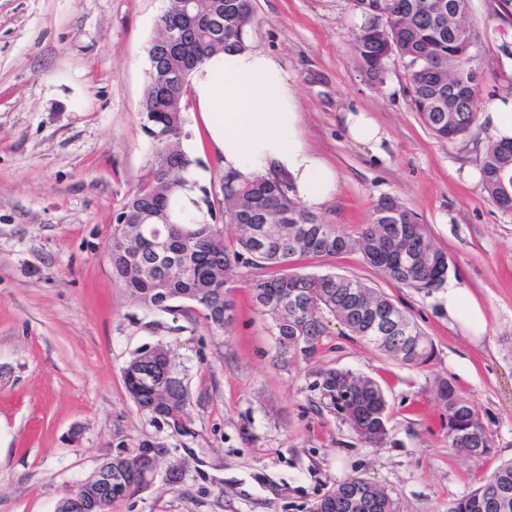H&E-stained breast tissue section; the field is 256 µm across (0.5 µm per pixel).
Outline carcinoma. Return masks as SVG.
<instances>
[{
    "instance_id": "cac0c4a2",
    "label": "carcinoma",
    "mask_w": 512,
    "mask_h": 512,
    "mask_svg": "<svg viewBox=\"0 0 512 512\" xmlns=\"http://www.w3.org/2000/svg\"><path fill=\"white\" fill-rule=\"evenodd\" d=\"M353 7L373 19L354 34L355 63L372 85L385 82L388 61H405L411 100L433 134L453 140L466 134L476 119L474 87L480 74L465 31L469 0H352ZM252 20L251 0H202L199 14L185 11L182 0H171L160 17L153 40L168 27L185 31L184 40L169 53L149 58L151 77L143 98L142 126L152 143L148 183L131 193L117 215L124 218L112 235L109 261L112 275L141 305L165 312L196 308L214 332H224L233 320V287L229 273L249 255L258 269L284 268L299 255L316 257L357 252L389 280L418 292L431 293L448 277L451 260L434 242L427 225L391 197L380 199L371 220L350 235L307 211L288 196L281 182L256 178L235 185L224 180V223L237 229L233 242L209 219H179L164 224L158 214L173 216L179 208L186 170L197 164L181 148L185 96L192 72L212 54L242 48ZM483 188L499 208L512 211V141L490 144L480 161ZM156 225L167 240L162 253L142 237L140 225ZM257 311L268 321L278 358L284 364L297 355L311 357L328 323L339 322L345 334L374 347L391 360L425 368L435 345L417 321L366 281L336 273H282L251 280ZM395 315L408 328V337L389 321ZM126 389L152 419L177 421L188 393L168 352L153 347L140 352L123 370ZM353 388L347 407L342 389ZM316 387L327 405L363 441L381 444L388 435V405L381 387L371 378L343 369L318 372ZM436 394L448 411V447L472 459L491 452L492 435L480 414L446 378L434 380ZM149 452L134 448L112 458V485L130 495L145 486L139 459ZM374 497L364 512H399V502L387 488L353 477L328 491L316 512H353L350 500L362 489ZM448 512H512V462L499 465L473 492L448 501Z\"/></svg>"
}]
</instances>
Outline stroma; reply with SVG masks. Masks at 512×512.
<instances>
[{"label":"stroma","mask_w":512,"mask_h":512,"mask_svg":"<svg viewBox=\"0 0 512 512\" xmlns=\"http://www.w3.org/2000/svg\"><path fill=\"white\" fill-rule=\"evenodd\" d=\"M252 4L250 43L284 58L305 137L339 173L321 218L352 233L380 198L406 204L453 260L449 277L473 296L486 330L473 335L449 318L441 291L404 288L356 253L288 270L355 275L384 291L431 336L428 368L396 364L334 321L311 359L277 362L248 262L230 274L228 332H212L197 312L141 306L113 277L108 247L116 213L150 171L139 109L148 45L169 2L0 0V512H56L102 463L138 446L156 450L155 475L109 512H313L352 477L391 489L400 512H447L512 459V212L462 177L492 135L477 122L453 141L434 136L412 108L399 58L382 86L368 84L351 52L352 0ZM470 19L481 110L512 91V14L500 0H470ZM349 109L380 124L378 149L347 138ZM184 118L221 205L223 167L202 143L195 100ZM157 346L189 393L182 432L141 412L125 388L124 367ZM328 368L379 383L385 444L364 443L325 406L315 380ZM438 376L479 411L493 436L486 458L449 448Z\"/></svg>","instance_id":"stroma-1"}]
</instances>
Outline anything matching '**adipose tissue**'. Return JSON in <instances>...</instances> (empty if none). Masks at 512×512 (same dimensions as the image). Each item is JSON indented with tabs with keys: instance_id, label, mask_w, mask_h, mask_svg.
Listing matches in <instances>:
<instances>
[{
	"instance_id": "adipose-tissue-1",
	"label": "adipose tissue",
	"mask_w": 512,
	"mask_h": 512,
	"mask_svg": "<svg viewBox=\"0 0 512 512\" xmlns=\"http://www.w3.org/2000/svg\"><path fill=\"white\" fill-rule=\"evenodd\" d=\"M195 101L211 149L235 182L258 177L285 182L291 197L317 211L339 185L334 165L305 139L296 90L283 60L254 46L214 54L192 77ZM449 317L475 333L484 318L472 297L449 283Z\"/></svg>"
}]
</instances>
